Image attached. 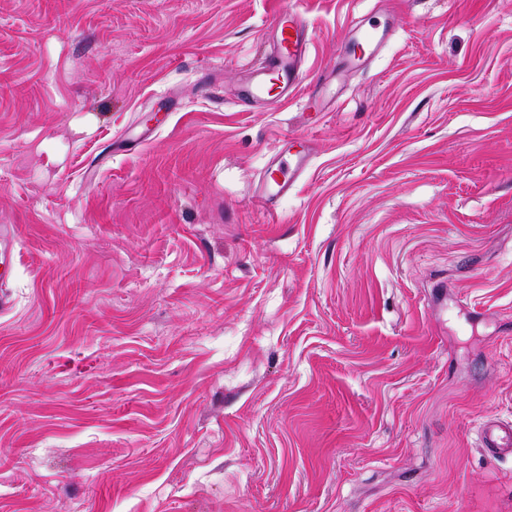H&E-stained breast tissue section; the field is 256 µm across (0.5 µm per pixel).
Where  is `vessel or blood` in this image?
Returning a JSON list of instances; mask_svg holds the SVG:
<instances>
[{"instance_id":"1","label":"vessel or blood","mask_w":512,"mask_h":512,"mask_svg":"<svg viewBox=\"0 0 512 512\" xmlns=\"http://www.w3.org/2000/svg\"><path fill=\"white\" fill-rule=\"evenodd\" d=\"M275 40L265 63L252 69L242 88L243 99L254 101L275 96L287 100L303 78V66L311 42L309 26L293 9L281 11L274 26ZM387 38L386 30L377 26L356 28L351 39L338 49L346 68L361 67L372 58ZM310 149L303 142L290 139L277 148L270 166L261 179L257 198L260 205L287 196L297 179L308 168ZM13 238L9 230H0V282H6L15 267ZM482 446L492 459L512 458V424L495 418L487 419L482 429Z\"/></svg>"}]
</instances>
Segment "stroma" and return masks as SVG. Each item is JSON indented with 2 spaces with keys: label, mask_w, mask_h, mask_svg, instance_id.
Instances as JSON below:
<instances>
[{
  "label": "stroma",
  "mask_w": 512,
  "mask_h": 512,
  "mask_svg": "<svg viewBox=\"0 0 512 512\" xmlns=\"http://www.w3.org/2000/svg\"><path fill=\"white\" fill-rule=\"evenodd\" d=\"M2 224L0 512H512V0H0ZM275 40L265 63L250 74L243 85L242 100L259 99L285 101L295 91L303 78V66L311 42L309 26L292 7L281 11L274 26ZM275 78L278 92L270 96L268 83ZM386 38L387 30L380 29L375 25H371L367 29L356 28L351 39L338 48L341 63L347 69L361 67L377 53ZM311 150L304 141L289 139L276 149L270 166L261 179L257 202L265 207L273 200L288 196L297 179L308 168ZM0 237L4 243L3 247H0V282L5 283L12 276L15 267L12 253L13 238L11 232L4 228L0 230ZM482 447L489 458H512V424L487 419L482 429Z\"/></svg>",
  "instance_id": "stroma-1"
}]
</instances>
